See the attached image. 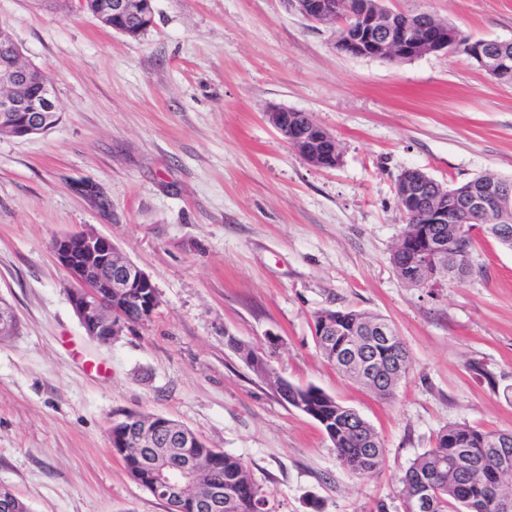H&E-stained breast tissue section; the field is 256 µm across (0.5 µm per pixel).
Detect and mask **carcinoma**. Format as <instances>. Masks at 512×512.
Here are the masks:
<instances>
[{
    "mask_svg": "<svg viewBox=\"0 0 512 512\" xmlns=\"http://www.w3.org/2000/svg\"><path fill=\"white\" fill-rule=\"evenodd\" d=\"M112 308L131 324L142 322L141 304L131 300H114ZM331 321L336 335H320V324ZM381 322L387 335L383 338L360 333L368 325ZM316 343L323 359L356 383L365 386L381 399L394 397L396 389L408 370L392 375L391 366L401 358L408 362V350L396 328L386 319L355 309H323L314 314ZM227 344L243 352L255 374L269 378L274 374L268 355L261 348L243 347L230 337ZM358 357L372 361L373 378L363 381L356 368L358 361L347 358L352 347ZM279 392L288 404L316 420L333 444L337 457L353 475L373 476L380 469L384 448L374 427L353 409L339 403L316 386H297L278 380ZM511 439L512 435L483 430L463 424L444 427L436 436L433 448L414 459L400 478L404 512H421L416 507L421 492L428 493L426 512H495L489 507L491 486L498 494L512 500V489L504 481L493 478L499 465L494 448L496 442ZM191 452L209 461L199 474L198 487L217 484L224 489L222 512H267L261 489L249 476L247 464L239 457L214 455L209 448H193ZM142 449L130 439L122 456L129 475L141 484L147 483V473L140 467Z\"/></svg>",
    "mask_w": 512,
    "mask_h": 512,
    "instance_id": "1",
    "label": "carcinoma"
}]
</instances>
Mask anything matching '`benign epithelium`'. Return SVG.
<instances>
[{
  "label": "benign epithelium",
  "mask_w": 512,
  "mask_h": 512,
  "mask_svg": "<svg viewBox=\"0 0 512 512\" xmlns=\"http://www.w3.org/2000/svg\"><path fill=\"white\" fill-rule=\"evenodd\" d=\"M290 8L316 23H340L336 50L352 57H369L389 63H403L440 51L467 48L490 77L512 83V41L484 42L466 35L457 27L427 12L407 14L385 8L380 0H356L349 7L342 0H290ZM94 16L104 25L117 18H133L151 26L143 0H97ZM0 130L16 138L46 134L59 119L56 98L47 70L22 61L15 48L0 58ZM290 109L273 106L267 121L309 164L334 168L341 160L339 142L319 123L299 133L291 127ZM398 204L407 222L420 225L414 236L400 238L394 252L403 256L401 269L408 279L431 288L463 277L468 266L460 261L454 240L469 237L482 219L492 220L489 233L499 240L512 238V182L503 179H471L454 187L438 182L420 169L405 170L396 184ZM453 227L448 238L446 226ZM58 264L77 285L69 302L84 331L91 338L110 344L123 333L128 322L112 314V297L147 295L144 316L152 317L159 305L156 288L148 274L121 257L112 240L94 232H79L55 240ZM12 309L0 303V334L16 326ZM155 425L142 423L126 410L112 413L111 424L122 428L118 447L132 436L148 453L141 466L150 479L147 491L157 499L183 500L194 495L197 505L216 512L222 508L224 491L218 485L200 493L189 474L202 463L183 452L198 448L201 439L182 428L169 433L170 424L154 417ZM181 456V465L161 466L164 449Z\"/></svg>",
  "instance_id": "benign-epithelium-1"
}]
</instances>
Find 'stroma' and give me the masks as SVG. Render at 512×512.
I'll return each instance as SVG.
<instances>
[{"mask_svg":"<svg viewBox=\"0 0 512 512\" xmlns=\"http://www.w3.org/2000/svg\"><path fill=\"white\" fill-rule=\"evenodd\" d=\"M474 38L512 40V0H384ZM128 38L91 14L0 0V24L45 66L60 123L0 135V485L32 512H167L110 444L113 411L175 420L241 457L269 512H403L399 479L445 426L512 431V251L476 235L462 283L412 288L391 264L418 168L448 184L512 178V84L457 53L404 63L339 53L337 26L287 0H154ZM274 105L334 133L333 169L267 122ZM101 185L102 215L78 192ZM93 231L152 279L150 321L112 344L86 335L55 239ZM379 314L411 366L393 399L320 356L313 315ZM271 349L277 375L315 385L378 432L380 470L352 475L320 425L283 401L227 337Z\"/></svg>","mask_w":512,"mask_h":512,"instance_id":"stroma-1","label":"stroma"}]
</instances>
